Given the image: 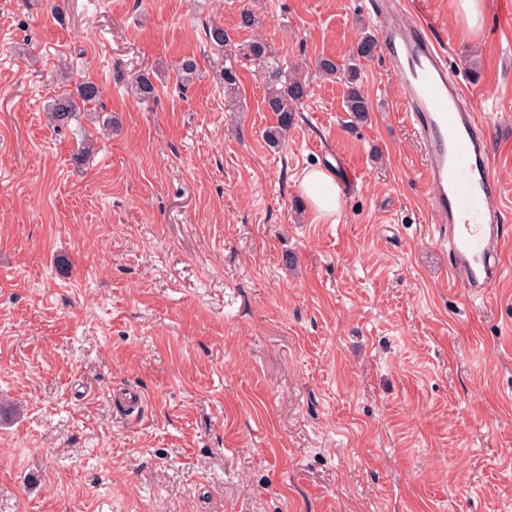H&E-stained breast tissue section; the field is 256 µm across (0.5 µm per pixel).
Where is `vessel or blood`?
<instances>
[{
    "label": "vessel or blood",
    "mask_w": 512,
    "mask_h": 512,
    "mask_svg": "<svg viewBox=\"0 0 512 512\" xmlns=\"http://www.w3.org/2000/svg\"><path fill=\"white\" fill-rule=\"evenodd\" d=\"M433 17L420 14L397 25L383 23L378 36L400 81L403 116L421 146L419 168L429 204L448 231L452 281L469 295L487 294L502 274L512 239L498 225L486 122L472 93L453 75Z\"/></svg>",
    "instance_id": "b4317fda"
}]
</instances>
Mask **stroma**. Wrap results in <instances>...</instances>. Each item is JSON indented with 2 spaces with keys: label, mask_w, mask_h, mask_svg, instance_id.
I'll list each match as a JSON object with an SVG mask.
<instances>
[{
  "label": "stroma",
  "mask_w": 512,
  "mask_h": 512,
  "mask_svg": "<svg viewBox=\"0 0 512 512\" xmlns=\"http://www.w3.org/2000/svg\"><path fill=\"white\" fill-rule=\"evenodd\" d=\"M457 2L424 7L512 237V39L499 0L472 30ZM240 7L0 0V512H512V251L486 297L455 286L387 60L360 62L361 122L318 74L372 31L362 0H254L258 32ZM257 35L311 85L277 148ZM87 78L116 122L84 156L97 115L44 109ZM312 169L347 188L335 223L298 188ZM206 39L210 45L217 49H227L230 54L224 51V67L220 71V77L224 84V92L227 96H233L237 91V83L239 81L237 67L235 66V54L232 55V44L230 37L224 27L219 23H212L205 30Z\"/></svg>",
  "instance_id": "stroma-1"
}]
</instances>
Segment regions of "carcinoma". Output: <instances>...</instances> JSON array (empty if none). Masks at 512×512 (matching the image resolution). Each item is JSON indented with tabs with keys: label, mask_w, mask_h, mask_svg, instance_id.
I'll use <instances>...</instances> for the list:
<instances>
[{
	"label": "carcinoma",
	"mask_w": 512,
	"mask_h": 512,
	"mask_svg": "<svg viewBox=\"0 0 512 512\" xmlns=\"http://www.w3.org/2000/svg\"><path fill=\"white\" fill-rule=\"evenodd\" d=\"M206 39L217 49H227L224 54V67L220 77L227 95L236 94L238 74L235 66V56L229 54L232 50L230 37L224 27L213 23L205 30ZM377 42L372 34L363 35L356 45L357 58L373 56ZM262 75L267 92L264 103L267 111L277 116V123L265 131L266 140L273 145L285 142L288 128L293 121V112L298 104L310 94V83L300 77L292 68L284 65L272 52L268 43L262 38H256L246 46V52ZM321 75L334 76L340 74L345 80L347 92L344 97L346 111L354 117L363 119L369 112L368 100L362 90V77L359 66L348 62L339 64L331 57H321L316 62ZM177 75L183 84L191 82L197 72V64L191 57L183 58L176 67ZM101 90L93 81L79 83L75 91L63 90L53 94L48 105L49 123L58 128L68 125L79 112H95L100 107Z\"/></svg>",
	"instance_id": "carcinoma-1"
}]
</instances>
